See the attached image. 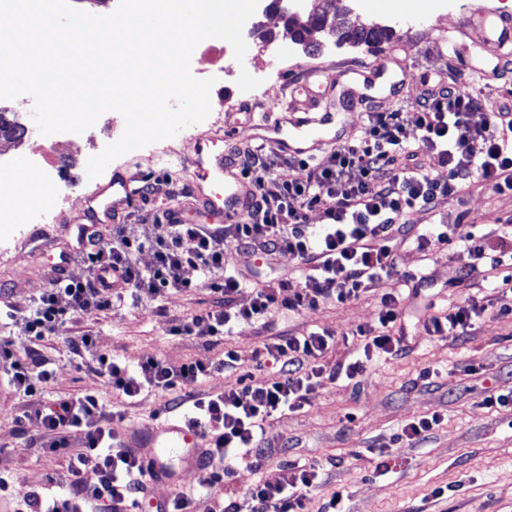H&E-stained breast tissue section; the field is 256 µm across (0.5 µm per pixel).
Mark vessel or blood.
<instances>
[{
	"label": "vessel or blood",
	"mask_w": 512,
	"mask_h": 512,
	"mask_svg": "<svg viewBox=\"0 0 512 512\" xmlns=\"http://www.w3.org/2000/svg\"><path fill=\"white\" fill-rule=\"evenodd\" d=\"M465 33L475 43H496L501 58L512 57V19L483 15L465 17ZM400 61L392 51L375 55L358 68L329 71L311 68L308 81L292 85L290 99L276 121L255 124L254 144L282 154L313 156L321 148L325 132H332L333 142H340L336 131V113L324 101V91L338 90L342 108H351L363 99V80L370 77L388 90L401 86ZM235 127H226L206 140L196 142L185 163L195 172L191 203L208 210L214 223L235 224L247 213L251 203L249 184L235 173L228 156L237 146ZM133 175L113 171L109 180L84 184L75 224L87 229H102L124 221L126 215L142 203L132 187ZM169 448L194 447L196 435L180 423L165 425Z\"/></svg>",
	"instance_id": "obj_1"
}]
</instances>
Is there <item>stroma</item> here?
<instances>
[{"label":"stroma","mask_w":512,"mask_h":512,"mask_svg":"<svg viewBox=\"0 0 512 512\" xmlns=\"http://www.w3.org/2000/svg\"><path fill=\"white\" fill-rule=\"evenodd\" d=\"M484 13L512 16V0H448L447 9L441 12L434 0H420L413 14L375 7L372 0H354L351 22L387 25L394 31L392 43L399 46L404 61V83L398 94L380 95L378 109L405 112L403 135L407 141L416 138L421 103L435 76L455 72L462 86L494 105L512 94V65H499L495 45L473 46L459 32L464 16ZM243 34L248 44L246 70L273 82V91L249 118L232 110L242 99L235 77L218 79L211 90L213 111L223 112L225 122L237 124L243 142L253 134L252 120L279 116L284 88L301 77L297 65H328L336 57L348 56L358 66L371 57L365 47L339 46L328 37L322 38L318 53L307 55L302 45L286 35L284 21L276 13H255ZM124 127L121 114L108 111L98 127L82 139L49 135L30 145L3 142L0 153L16 161L50 150L57 160L69 162L68 173H55L51 188L62 191L76 206L81 180L87 175V154H100L121 137ZM214 132V127L199 123L158 142L156 149L131 151L119 162L126 171L139 173L149 182L169 181L186 187L191 171L177 163V156L190 153L195 139L208 138ZM435 216L453 225L460 236L475 226L501 235L506 231L505 220L512 218V193L476 187L458 200L441 197L436 215L422 213L415 221L426 224ZM27 234L21 260L0 264V288L12 289L20 302L43 294L48 286L46 269L59 251L68 248L72 237L69 225L58 223L29 225ZM224 259L259 284L298 270L291 254H278L268 266L260 256L232 242L224 248ZM469 261L467 252L451 245L437 244L422 251L414 241L401 242L386 287H402L409 274L426 281L421 293L405 302L406 316L401 323L405 355L372 362L356 383L324 381L301 411L277 415L269 427L273 454L266 456L260 468L238 466L231 483L213 490L212 500L243 497L260 480L276 483L283 463L313 462L320 465L323 482L307 492V512H321L337 490L342 492L348 512H512V412L481 406L488 391L512 393V314L491 315L479 321L469 336L459 339L433 337L424 328L433 308L452 307L475 293L493 295V284L482 273L461 281L460 273ZM211 300L210 292L202 287L191 292L173 289L154 302L128 301L81 317L79 327L93 332L99 352L130 361L154 355L172 365L189 360L207 363L223 350H235L241 358L239 369L212 375L200 384L201 389L220 394L237 388L240 375L246 373L257 381L275 377L276 367L256 368L252 355L263 340L284 329L299 332L318 327L333 332L337 341L327 355L328 362H350L358 357L359 345L349 338V331L373 323L380 306L378 296L368 294L314 311L277 310L270 317V326L239 323L214 347L204 346L192 336L170 335L173 318L203 310ZM43 354L54 370L45 399L60 393H96L105 411L121 413L115 428L125 436L150 435L168 421L169 394L146 392L137 402L127 403L105 378L80 368L66 333L47 342ZM426 369L431 372L427 379L421 376ZM20 413L14 394L0 396V470L13 475L18 490H42L47 473L61 470L64 461L28 448L25 435L37 432L39 425L30 421L25 429H18L15 420ZM433 414L439 415L441 422L424 443H393V435L404 424ZM142 454L159 456L165 467L164 474L148 484L152 501L198 489L206 478L188 449L146 448Z\"/></svg>","instance_id":"obj_1"}]
</instances>
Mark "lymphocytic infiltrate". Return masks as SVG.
Listing matches in <instances>:
<instances>
[{
  "instance_id": "1",
  "label": "lymphocytic infiltrate",
  "mask_w": 512,
  "mask_h": 512,
  "mask_svg": "<svg viewBox=\"0 0 512 512\" xmlns=\"http://www.w3.org/2000/svg\"><path fill=\"white\" fill-rule=\"evenodd\" d=\"M484 107L483 99L452 79L432 87L425 97L414 146L403 139L402 112L370 109L362 137L320 160L253 146L234 149L236 171L252 187L253 202L244 222L191 224L167 207L157 214L158 222L168 228L166 236L134 235L120 227L107 241L89 233L77 243L88 269L82 279L67 274L70 255L60 253L49 288L23 318L24 334L32 344L29 353L17 358L1 345L0 356L13 361L7 385L23 402L22 420L35 418L41 424L30 447L63 455L66 482L53 495L22 493L10 475L1 473L0 500H12L13 512H141L154 462L125 447L123 435L113 426L115 413L105 411L96 394H64L44 401L52 370L40 348L82 315L110 310L128 298L155 300L174 288L193 290V283L181 277L183 269L199 272L210 286L212 300L205 311L173 320L170 332L213 347L238 322H266L273 310H314L380 290L394 266L396 243L403 239H415L423 250L434 243H460L473 272L512 268V234L492 243L484 234L459 238L448 225L432 223L422 229L413 220L416 214L434 213L437 198L459 196L475 182L500 193L512 192V98L499 104L493 120L477 121ZM426 153L436 154L447 168V181L430 176L419 160ZM284 165L302 170V177L281 179L277 170ZM314 209L322 210L324 224H309L307 214ZM229 240L266 261L280 252L294 255L300 264L298 278L281 275L261 286L251 285L224 260ZM145 251L154 255L148 267L137 262ZM116 278L121 287H113ZM246 289L252 303L242 309L237 297ZM403 302L399 293L382 292L376 322L352 332L361 354L349 364H325L331 333L282 330L252 356L256 366L269 361L278 365L276 379L251 381L218 395L186 393L181 421L208 443L202 457L205 489L229 483L238 465L259 468L271 450L267 422L278 413L303 409L323 380L353 381L364 375L368 362L401 356L405 347L392 330L402 317ZM494 313H512V277H503L494 298L468 296L452 310L431 316L425 328L439 338L464 336L477 318ZM68 342L85 367L105 377L131 402L143 391H174L236 368L239 362L237 352L227 349L207 364L171 365L144 356L131 365L97 352L90 331L79 332ZM89 469L96 473V482L84 480ZM321 479L318 465L289 462L277 483L256 482L243 499L223 500L218 512H304L306 491Z\"/></svg>"
}]
</instances>
